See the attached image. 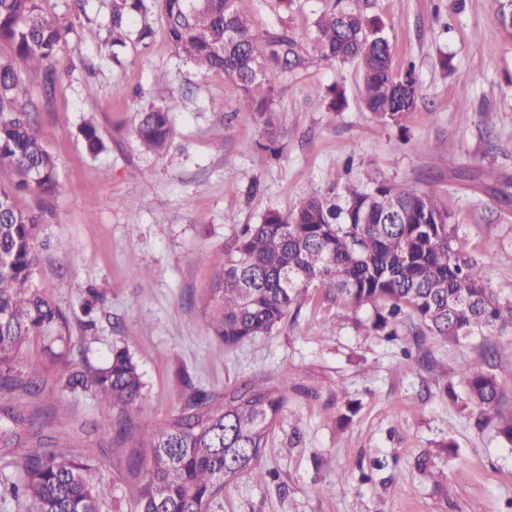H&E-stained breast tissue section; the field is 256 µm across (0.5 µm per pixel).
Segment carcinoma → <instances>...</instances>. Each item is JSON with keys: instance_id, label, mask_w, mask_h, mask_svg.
Masks as SVG:
<instances>
[{"instance_id": "obj_1", "label": "carcinoma", "mask_w": 512, "mask_h": 512, "mask_svg": "<svg viewBox=\"0 0 512 512\" xmlns=\"http://www.w3.org/2000/svg\"><path fill=\"white\" fill-rule=\"evenodd\" d=\"M159 2L175 51L234 83L236 115L264 120L258 146L279 158L283 147L270 118L266 79L267 62L278 52L259 41L237 0H201L193 10L187 0ZM145 11V0H112L100 54L121 64L128 24ZM382 27L379 18L360 11L325 12L315 21L313 48L326 64L357 63L365 109L381 125L401 128L421 88L412 70L393 73ZM69 31L39 0H0V41L13 50L11 58H0V168L18 177L0 186V418L10 422L0 427V459L13 468L0 473V500L22 504L26 512H101L107 495L90 476V460L64 451L59 441L42 443L31 417L12 403L17 390L37 394L43 388L37 364L16 371L20 354L33 345L65 363L70 354L71 318L34 281L41 215L15 205L21 191L51 195L58 185L53 156L30 113L17 104L26 96L29 70L53 80L57 50ZM80 133L90 154L105 149L94 125L84 124ZM134 133L146 150H165L169 112L153 106L138 113ZM312 289L325 290L347 312L371 309L370 328L387 336L406 319L418 338L512 335V297H500L481 261L459 249L456 227L435 196L406 184L348 187L338 202L313 194L287 213L268 210L260 223L245 225L224 250L204 305V328L226 348L269 335ZM498 355L497 345H489L482 361L466 366L463 385L476 427L491 426L512 445V396L495 374ZM60 385L92 393L106 412L144 411L143 374L125 347L112 349L100 367L67 369ZM285 403L286 385L251 381L228 394L195 388L177 415L143 432L125 417L105 422L135 483L134 512H210L240 473L264 481L267 431Z\"/></svg>"}]
</instances>
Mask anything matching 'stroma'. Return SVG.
<instances>
[{"label":"stroma","instance_id":"35a3bbf8","mask_svg":"<svg viewBox=\"0 0 512 512\" xmlns=\"http://www.w3.org/2000/svg\"><path fill=\"white\" fill-rule=\"evenodd\" d=\"M110 3L40 0L72 30L54 82L39 71L27 79L59 185L50 196L22 193L16 204L43 214L35 278L71 316V360L96 367L112 347L129 348L146 399L125 414L144 429L179 413L189 386L224 393L255 379L288 380V401L267 434L266 481L239 474L211 512H512V445L478 430L463 401L444 393L479 360L485 338L419 342L404 324L389 340L371 331V310L342 314L321 290L271 335L233 348L204 330L202 314L218 260L244 225L373 179L436 195L492 288L512 297V202L500 199L512 195V30L501 26L495 0H294L287 9L238 0L261 41L296 43L292 65L267 70L282 133L277 160L256 145L263 122L235 116V86L175 52L156 0H145V16L131 24L121 65L102 59ZM335 8L380 18L396 71L414 67L422 97L406 132L364 110L356 64L317 60L314 23ZM145 24L152 34L143 40ZM161 74L169 82L162 98ZM332 86L344 91L343 109L323 96ZM154 105L170 115L160 153L134 135L138 112ZM87 122L105 144L95 156L80 134ZM92 289L100 300L89 330L81 306ZM21 360L39 362L46 384L35 396L17 393L16 406L51 419L75 455L94 460V481L115 490L101 512H113L117 499L132 512L125 459L96 430L98 400L61 391L64 363L38 349ZM351 405L355 415L340 425ZM423 456L433 477L417 469Z\"/></svg>","mask_w":512,"mask_h":512}]
</instances>
